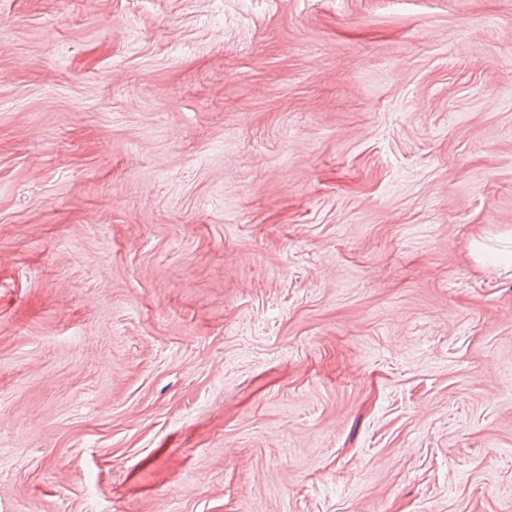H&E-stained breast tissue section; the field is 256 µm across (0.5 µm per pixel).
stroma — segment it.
Instances as JSON below:
<instances>
[{
    "mask_svg": "<svg viewBox=\"0 0 512 512\" xmlns=\"http://www.w3.org/2000/svg\"><path fill=\"white\" fill-rule=\"evenodd\" d=\"M0 512H512V0H0Z\"/></svg>",
    "mask_w": 512,
    "mask_h": 512,
    "instance_id": "obj_1",
    "label": "stroma"
}]
</instances>
